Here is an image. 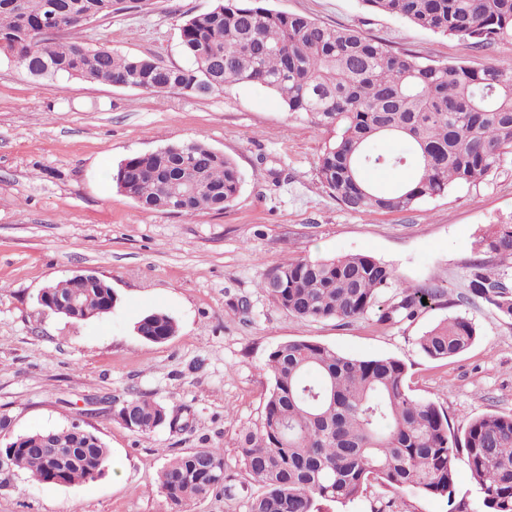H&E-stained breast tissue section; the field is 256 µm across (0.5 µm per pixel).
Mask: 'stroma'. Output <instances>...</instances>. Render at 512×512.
<instances>
[{
	"label": "stroma",
	"mask_w": 512,
	"mask_h": 512,
	"mask_svg": "<svg viewBox=\"0 0 512 512\" xmlns=\"http://www.w3.org/2000/svg\"><path fill=\"white\" fill-rule=\"evenodd\" d=\"M215 3L143 0L137 10L96 20L82 37L183 66L182 23ZM265 5L357 28L426 63L479 69L512 60V40L482 50L369 12L361 0ZM330 139L261 88L237 84L196 96L34 78L0 53V415L10 418L15 436L80 425L112 456L102 477L71 486L14 473L0 487V512H170L163 467L177 453L206 446L223 449L233 490L185 512H247V497L259 487L244 470L237 434L259 418L271 385L267 355L288 340L402 360L412 395L436 402L458 430L486 412L512 413V322L467 288L475 239L512 219V153L478 185L407 211L355 212L317 176ZM195 140L234 159L242 174L241 191L224 211L186 217L146 210L113 183L125 158ZM347 253L372 255L400 279L351 322L297 319L257 287L285 258ZM79 274L111 285L117 304L110 313L76 323L41 306L43 288ZM405 283L443 294L415 319L381 322ZM153 312L177 324L167 341L135 331ZM453 315L474 320L476 341L455 357H426L419 336ZM138 396L166 406L176 426L147 436L125 428L115 413ZM347 512H448V504L374 484Z\"/></svg>",
	"instance_id": "1"
}]
</instances>
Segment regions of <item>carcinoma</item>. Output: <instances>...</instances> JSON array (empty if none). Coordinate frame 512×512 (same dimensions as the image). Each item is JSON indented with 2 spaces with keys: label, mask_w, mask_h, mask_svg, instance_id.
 I'll use <instances>...</instances> for the list:
<instances>
[{
  "label": "carcinoma",
  "mask_w": 512,
  "mask_h": 512,
  "mask_svg": "<svg viewBox=\"0 0 512 512\" xmlns=\"http://www.w3.org/2000/svg\"><path fill=\"white\" fill-rule=\"evenodd\" d=\"M264 0H216L208 12L180 28L187 67L151 57L92 47L81 33L99 18L139 7L140 0H0V52L32 77L67 74L89 82L133 83L151 93L219 92L248 84L280 96L290 112L311 117L335 133L318 158L317 174L338 203L353 211L408 210L448 189L482 182L512 151V61L480 69L424 63L349 27H328L299 14L274 12ZM372 12L480 47L512 40V0H362ZM54 14L52 33L41 31ZM403 139L404 153H382L373 143ZM414 168L401 183L382 188L367 173ZM117 188L149 210L192 216L230 206L242 185L235 161L202 141L134 154L118 166ZM486 258L475 265L470 292L512 320V285L494 262L512 258V222L493 225L475 240ZM395 270L363 253L326 259L288 258L259 282L278 307L298 319L350 321L367 314L397 282ZM103 279L51 285L62 298L79 293L92 307L110 297ZM438 289L405 286L383 322L415 317L422 298ZM148 337L176 332L175 321L154 312L140 321ZM475 322L448 317L418 340L432 359L469 349ZM271 386L258 423L240 429L238 447L251 480L262 492L248 512H322L342 508L378 483L396 493L448 500V512H467L455 499L456 465L464 456L480 496L481 512H512V413L474 418L462 433L451 429L436 403L406 386V364L391 357L358 359L308 340L282 342L269 353ZM134 432L149 435L166 424L165 407L145 397L126 401ZM58 472L35 448L0 447L12 471L40 484L72 485L107 471L105 444L86 442L68 429ZM224 449L193 448L172 458L159 479L175 512L229 488Z\"/></svg>",
  "instance_id": "1"
}]
</instances>
